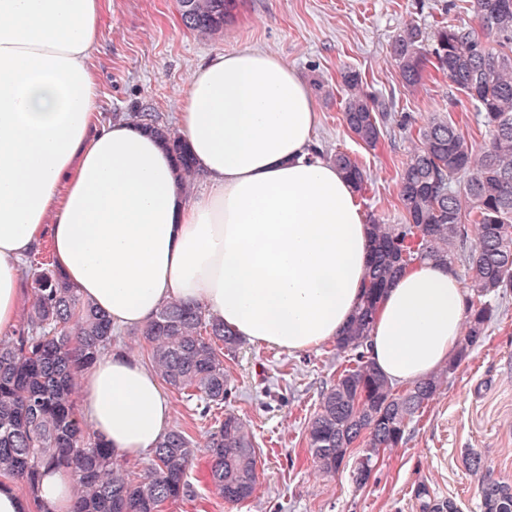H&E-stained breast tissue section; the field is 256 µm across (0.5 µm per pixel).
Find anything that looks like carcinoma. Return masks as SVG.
I'll use <instances>...</instances> for the list:
<instances>
[{
	"label": "carcinoma",
	"mask_w": 512,
	"mask_h": 512,
	"mask_svg": "<svg viewBox=\"0 0 512 512\" xmlns=\"http://www.w3.org/2000/svg\"><path fill=\"white\" fill-rule=\"evenodd\" d=\"M475 24L442 19L427 31L405 24L390 42L406 88L420 84L429 68L441 72L467 95L486 128L475 145L448 116L436 113L421 126L399 173L404 222L369 217L373 249L361 303L336 338V350L355 366L320 394L308 423L307 445L317 470L334 474L353 447L363 449L353 470L368 482L381 453L396 448L417 413L433 400L440 377L433 374L397 395L365 355L378 300L410 264L430 260L452 269L463 266L466 317L454 369L482 342L496 308L492 299L512 290V0H466ZM236 0L179 2L188 29L215 35L224 29ZM345 91L343 121L370 149L396 120L393 101L365 92L359 72H340ZM129 118L154 131L175 153L178 185L190 194L197 174L185 142L160 117L134 112ZM315 154L330 160L362 190L366 175L348 153ZM53 262L33 279V299L18 335L0 339V478L23 482L36 494L42 471L67 469L73 512H161L162 505L187 495L188 475L202 467L203 478L227 502L243 501L258 482L255 440L246 422L227 409L224 420L199 444L174 427L158 442L143 474L133 479L112 448L83 426L76 414L78 374L117 337L112 322L82 300ZM147 349L160 379L196 400L202 417L226 403L231 378L221 348L241 339L199 305L173 300L134 334ZM482 512H512V488L482 484Z\"/></svg>",
	"instance_id": "1"
}]
</instances>
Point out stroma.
I'll return each instance as SVG.
<instances>
[{"label":"stroma","instance_id":"stroma-1","mask_svg":"<svg viewBox=\"0 0 512 512\" xmlns=\"http://www.w3.org/2000/svg\"><path fill=\"white\" fill-rule=\"evenodd\" d=\"M449 0H237L224 32L203 38L187 29L177 0H119L99 31L93 64L100 82L101 122L113 114L158 113L175 126L189 76L204 57L260 48L284 60L316 93L320 121L315 143L341 150L364 168L368 183L358 198L364 214L401 223L398 174L417 130L434 112H445L468 137L482 142L485 129L464 94L436 70L416 90L403 87L389 44L409 22H472L448 10ZM361 73L366 89L392 99L407 127L393 124L377 148L356 141L343 122L340 73ZM499 316L483 342L450 371L436 398L409 424L397 448L385 451L366 486H357L355 448L336 474L318 473L307 452V426L320 393L349 368L348 355L328 342L290 354L243 343L225 353L233 386L229 403L259 448L258 486L249 500L233 504L190 473L189 496L162 512H436L454 502L459 512H482L481 486H512V291L498 298ZM478 451L480 469L463 457Z\"/></svg>","mask_w":512,"mask_h":512}]
</instances>
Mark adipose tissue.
<instances>
[{
	"label": "adipose tissue",
	"instance_id": "1",
	"mask_svg": "<svg viewBox=\"0 0 512 512\" xmlns=\"http://www.w3.org/2000/svg\"><path fill=\"white\" fill-rule=\"evenodd\" d=\"M113 0H0V335L30 305L23 262L50 240L54 267L119 329L174 299L249 342L289 353L333 340L364 293L372 243L358 196L312 153L319 121L280 57L230 50L199 63L177 133L208 186L181 192L173 154L127 120H98L92 58ZM465 302L453 269L409 265L383 293L367 344L392 383L448 365ZM79 416L121 459H147L173 406L151 367L122 348L77 384ZM38 495L71 512L65 468Z\"/></svg>",
	"mask_w": 512,
	"mask_h": 512
}]
</instances>
